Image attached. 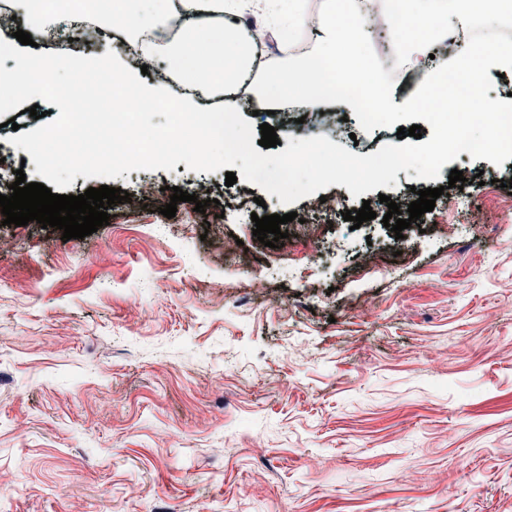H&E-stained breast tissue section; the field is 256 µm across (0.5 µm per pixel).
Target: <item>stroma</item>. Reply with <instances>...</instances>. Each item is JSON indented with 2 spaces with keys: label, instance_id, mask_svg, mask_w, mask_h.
<instances>
[{
  "label": "stroma",
  "instance_id": "stroma-1",
  "mask_svg": "<svg viewBox=\"0 0 512 512\" xmlns=\"http://www.w3.org/2000/svg\"><path fill=\"white\" fill-rule=\"evenodd\" d=\"M38 125L0 116V194L16 170L38 181L9 142ZM396 141L352 113L335 138ZM454 169L465 204L434 210L453 230L434 212L383 227L380 195L408 206ZM225 179L182 162L111 179L165 202L203 183L210 204L111 206L82 239L0 225V512H512V166L461 156L287 207ZM289 211L292 252L260 243L252 215Z\"/></svg>",
  "mask_w": 512,
  "mask_h": 512
}]
</instances>
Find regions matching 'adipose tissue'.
<instances>
[{"mask_svg": "<svg viewBox=\"0 0 512 512\" xmlns=\"http://www.w3.org/2000/svg\"><path fill=\"white\" fill-rule=\"evenodd\" d=\"M353 19L348 27L336 26L326 20L318 31V49L303 57L295 66L277 71L265 79L262 89L273 95L297 94L305 111L316 112L334 106L342 92L336 85L321 84L313 75L324 60H335L340 44H348L352 53L351 63L359 69L367 67V45L372 28L371 18L364 8V0H351ZM505 0H406V12L428 19L429 29L440 32L453 27L469 25L474 13L495 18ZM120 8L135 15L141 26L154 31L165 30L166 19L174 6H181L188 19L181 34L157 46L148 40L135 39L128 46L140 57L150 58L164 52L178 76L186 78L194 71H211L217 88L223 90L229 103L223 114L228 125L237 123V107L233 101L240 85L246 79L253 60L254 47L241 33L239 27L225 24L228 13L261 15L272 35L295 34L304 29L306 17L299 0H118ZM121 53L111 59L97 55L80 58L71 55H40L34 52L20 56L15 69L0 77V95L29 90V74L56 71L78 66L85 74L97 75L109 62L124 61ZM113 92L133 91L140 98L159 103L176 100L181 111L194 112L198 106L187 96L175 95L173 87L148 85L137 74L122 75L112 85Z\"/></svg>", "mask_w": 512, "mask_h": 512, "instance_id": "1", "label": "adipose tissue"}]
</instances>
